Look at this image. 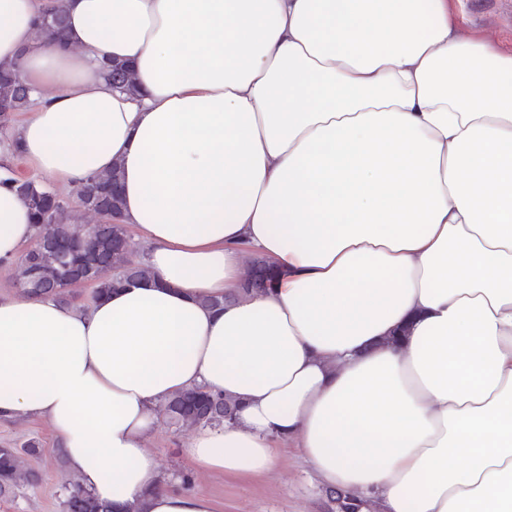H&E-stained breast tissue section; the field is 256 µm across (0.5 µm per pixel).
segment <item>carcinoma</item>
I'll list each match as a JSON object with an SVG mask.
<instances>
[{
	"instance_id": "carcinoma-1",
	"label": "carcinoma",
	"mask_w": 512,
	"mask_h": 512,
	"mask_svg": "<svg viewBox=\"0 0 512 512\" xmlns=\"http://www.w3.org/2000/svg\"><path fill=\"white\" fill-rule=\"evenodd\" d=\"M68 18L64 0L38 19L35 40L65 41ZM101 70L118 89L139 91L132 69L123 63L105 61ZM36 89L25 81L18 61L0 66V116L23 112L33 103ZM35 220L36 234L22 257L11 264L15 286L27 296H50L66 302L70 285L80 277L93 280L92 299L98 300L124 282L149 279L151 267L135 262V253L126 226L118 223L122 206L121 171L118 164L89 176L77 188L80 203L74 207L52 188L30 179L14 181ZM271 265L253 260L242 293L250 296L272 287ZM236 399L200 387L171 395L158 413L169 425L183 432L219 427L233 419ZM38 445L25 448L0 447V495L20 486L32 485L36 475L26 469L23 456L34 455ZM64 512H115L111 503L86 492L76 481H67Z\"/></svg>"
}]
</instances>
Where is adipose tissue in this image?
I'll return each instance as SVG.
<instances>
[{
    "mask_svg": "<svg viewBox=\"0 0 512 512\" xmlns=\"http://www.w3.org/2000/svg\"><path fill=\"white\" fill-rule=\"evenodd\" d=\"M53 4L0 0L42 92L0 129V260L35 233L16 158L69 187L116 163L154 277L0 298V421L48 419L118 512H214L144 446L200 386L239 407L199 469L267 474L281 440L380 512H512V53L453 0H66L68 45L35 44ZM249 251L277 279L245 297ZM101 70L115 88L122 89L131 94H136L139 91L133 71L128 65L104 61L101 65Z\"/></svg>",
    "mask_w": 512,
    "mask_h": 512,
    "instance_id": "1",
    "label": "adipose tissue"
}]
</instances>
